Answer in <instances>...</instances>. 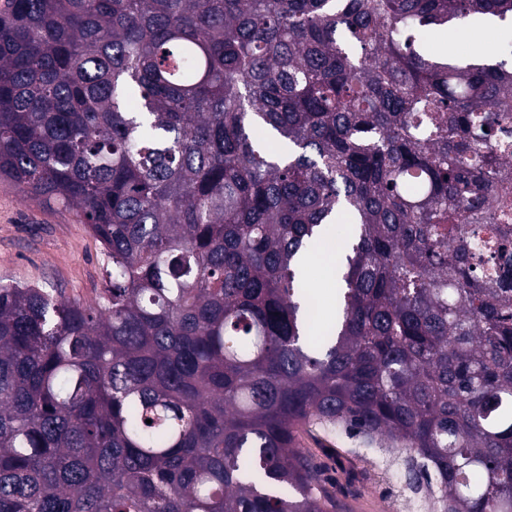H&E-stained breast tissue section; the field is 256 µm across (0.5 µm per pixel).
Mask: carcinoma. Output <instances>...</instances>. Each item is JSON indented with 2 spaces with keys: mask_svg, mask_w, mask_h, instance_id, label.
Instances as JSON below:
<instances>
[{
  "mask_svg": "<svg viewBox=\"0 0 512 512\" xmlns=\"http://www.w3.org/2000/svg\"><path fill=\"white\" fill-rule=\"evenodd\" d=\"M473 16L512 0H5L0 178L105 264L0 279V512H336V426L512 512V51L423 43Z\"/></svg>",
  "mask_w": 512,
  "mask_h": 512,
  "instance_id": "carcinoma-1",
  "label": "carcinoma"
}]
</instances>
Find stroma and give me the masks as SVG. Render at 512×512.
Listing matches in <instances>:
<instances>
[{"label":"stroma","mask_w":512,"mask_h":512,"mask_svg":"<svg viewBox=\"0 0 512 512\" xmlns=\"http://www.w3.org/2000/svg\"><path fill=\"white\" fill-rule=\"evenodd\" d=\"M102 249L72 212L25 199L0 180V278L22 284L53 283L66 297L91 300L103 272ZM303 448L323 463L341 512H392L401 504L400 463H382L344 432H302Z\"/></svg>","instance_id":"obj_1"}]
</instances>
